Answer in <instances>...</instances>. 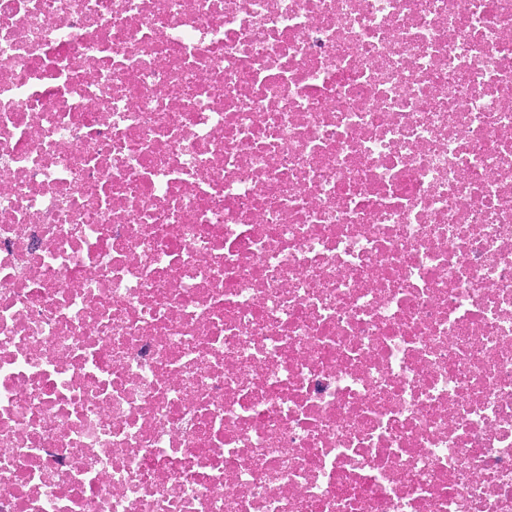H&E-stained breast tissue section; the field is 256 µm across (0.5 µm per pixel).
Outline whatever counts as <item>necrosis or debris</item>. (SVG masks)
I'll return each mask as SVG.
<instances>
[{
  "mask_svg": "<svg viewBox=\"0 0 512 512\" xmlns=\"http://www.w3.org/2000/svg\"><path fill=\"white\" fill-rule=\"evenodd\" d=\"M0 512H512V0H0Z\"/></svg>",
  "mask_w": 512,
  "mask_h": 512,
  "instance_id": "1",
  "label": "necrosis or debris"
}]
</instances>
